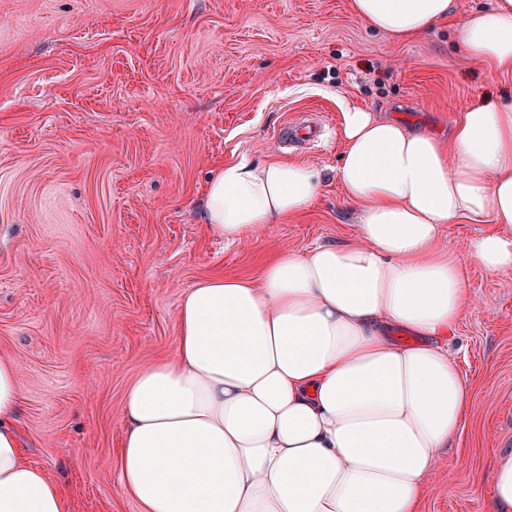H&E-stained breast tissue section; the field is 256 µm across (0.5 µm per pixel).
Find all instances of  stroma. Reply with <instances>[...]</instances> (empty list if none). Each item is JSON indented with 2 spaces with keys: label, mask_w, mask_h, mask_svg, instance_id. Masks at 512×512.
<instances>
[{
  "label": "stroma",
  "mask_w": 512,
  "mask_h": 512,
  "mask_svg": "<svg viewBox=\"0 0 512 512\" xmlns=\"http://www.w3.org/2000/svg\"><path fill=\"white\" fill-rule=\"evenodd\" d=\"M491 2L458 0L396 42L352 0H0V353L19 368L25 455L71 512H141L119 491L124 393L171 352L189 288L352 235L335 174L346 103L444 135L471 100H512V74L490 77L458 42ZM312 113L320 143L278 141ZM244 157L325 181L309 211L229 245L202 202ZM468 280L448 350L473 406L419 512H486L492 456L512 448V271Z\"/></svg>",
  "instance_id": "obj_1"
}]
</instances>
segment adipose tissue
<instances>
[{
  "label": "adipose tissue",
  "mask_w": 512,
  "mask_h": 512,
  "mask_svg": "<svg viewBox=\"0 0 512 512\" xmlns=\"http://www.w3.org/2000/svg\"><path fill=\"white\" fill-rule=\"evenodd\" d=\"M396 41L457 0H353ZM476 64L512 72V0L467 15ZM336 180L357 211L341 244L281 250L258 279L183 295L171 355L124 397L119 485L142 512H418L438 453L461 432L468 385L446 340L473 302L465 269L512 270V237L441 245L445 224H512V103L474 100L449 139L347 104ZM320 171L297 161L221 167L202 221L240 244L307 212ZM18 366L0 354V512H69L18 437ZM487 512H512V448L492 461Z\"/></svg>",
  "instance_id": "ef3b65f1"
}]
</instances>
